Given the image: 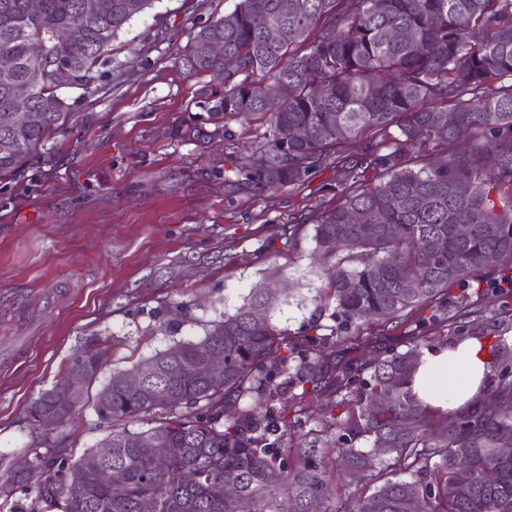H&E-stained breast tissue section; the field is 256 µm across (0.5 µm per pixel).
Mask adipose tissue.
Listing matches in <instances>:
<instances>
[{"mask_svg":"<svg viewBox=\"0 0 512 512\" xmlns=\"http://www.w3.org/2000/svg\"><path fill=\"white\" fill-rule=\"evenodd\" d=\"M490 360L478 340L467 339L456 348L422 355L413 388L423 404L455 413L478 395Z\"/></svg>","mask_w":512,"mask_h":512,"instance_id":"adipose-tissue-1","label":"adipose tissue"}]
</instances>
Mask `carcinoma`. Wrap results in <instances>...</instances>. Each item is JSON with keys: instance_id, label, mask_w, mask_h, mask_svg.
<instances>
[{"instance_id": "obj_1", "label": "carcinoma", "mask_w": 512, "mask_h": 512, "mask_svg": "<svg viewBox=\"0 0 512 512\" xmlns=\"http://www.w3.org/2000/svg\"><path fill=\"white\" fill-rule=\"evenodd\" d=\"M0 0V179L19 175L71 116L63 89L85 92L105 77L113 38L153 0H108L103 13L73 28L87 0ZM406 40H396L395 32ZM224 42V56L210 54ZM47 46L35 59L30 48ZM182 65L190 75L224 72V89L201 87L196 112L175 129L184 138L231 136L233 117L268 116L272 137L224 183L255 195L304 184L333 168V203L291 224H313L319 301L336 325H313L310 353L272 321L277 299L263 287L209 322L201 338L176 342L97 392L93 409L107 434L74 458L55 437L38 436L0 474V505L34 487L23 512H512V455L497 453L512 432V291L498 296L494 322L480 304L448 336L426 341L453 349L487 341L490 375L481 397L453 416L421 404L412 386L420 352L377 357L360 367L329 360L326 349L360 341L359 330L395 327L430 312L448 321V289L512 274V0H237L200 26ZM28 86L17 103L15 90ZM288 85V95L280 94ZM321 85L322 98L312 96ZM28 114L13 123L6 109ZM304 139L283 145L282 128ZM358 214L378 231L366 236ZM470 230L459 237L456 228ZM416 285L404 287L409 272ZM224 358V390L211 389L207 365ZM102 350L87 347L75 364L96 379ZM153 368L142 388L126 376ZM69 376L32 401L76 424L85 393ZM310 391L340 397L324 435L337 434L343 462L333 490L317 435L283 446L285 433L311 420ZM291 401L293 414L282 404ZM148 418L149 428L129 424ZM361 440L367 448L356 446ZM112 452L101 455L104 444ZM165 468H155L158 449ZM112 470L114 495L98 476ZM236 492L224 493L228 484Z\"/></svg>"}]
</instances>
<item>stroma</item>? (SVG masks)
Here are the masks:
<instances>
[{
  "label": "stroma",
  "mask_w": 512,
  "mask_h": 512,
  "mask_svg": "<svg viewBox=\"0 0 512 512\" xmlns=\"http://www.w3.org/2000/svg\"><path fill=\"white\" fill-rule=\"evenodd\" d=\"M235 3L154 0L113 40L101 87L70 91L65 130L21 177L0 182V306L41 324L27 354L0 366V470L32 442L30 402L86 346L107 350L98 389L113 371L202 337L262 283L280 291L273 320L290 341L303 342L312 322L334 326L315 301L313 227L289 221L327 201L333 169L265 196L232 193L225 172L264 143L269 124L235 118L230 140L206 144L172 135L204 82L180 62L189 35ZM368 333V348L336 359L403 352L427 330L411 319Z\"/></svg>",
  "instance_id": "obj_1"
}]
</instances>
